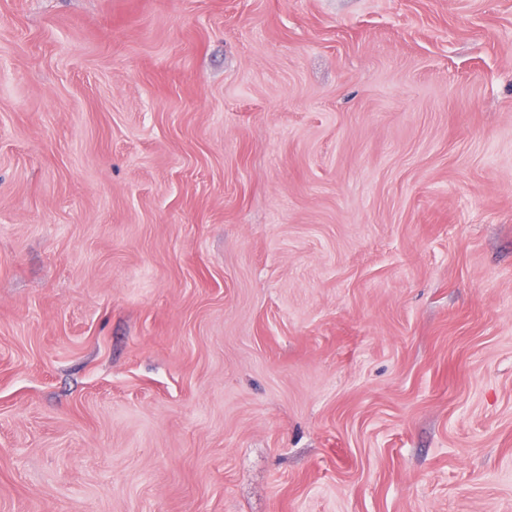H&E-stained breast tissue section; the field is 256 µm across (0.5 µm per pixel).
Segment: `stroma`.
<instances>
[{"mask_svg": "<svg viewBox=\"0 0 512 512\" xmlns=\"http://www.w3.org/2000/svg\"><path fill=\"white\" fill-rule=\"evenodd\" d=\"M0 512H512V0H0Z\"/></svg>", "mask_w": 512, "mask_h": 512, "instance_id": "obj_1", "label": "stroma"}]
</instances>
